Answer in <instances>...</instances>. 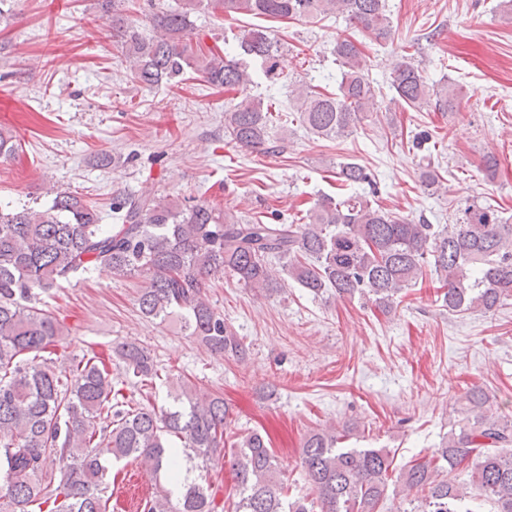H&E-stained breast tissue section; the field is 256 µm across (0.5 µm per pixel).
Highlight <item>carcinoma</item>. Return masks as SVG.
Segmentation results:
<instances>
[{
    "label": "carcinoma",
    "instance_id": "obj_1",
    "mask_svg": "<svg viewBox=\"0 0 512 512\" xmlns=\"http://www.w3.org/2000/svg\"><path fill=\"white\" fill-rule=\"evenodd\" d=\"M200 4L183 0L176 9L156 11L154 34L146 35L128 22L125 0L98 2L112 12L130 77L142 85L191 69L212 86L240 89L255 83L251 61L263 76H275L278 43L262 26L241 30L228 50L191 41L190 16ZM206 7L271 19L341 15L379 41L391 36L387 0H207ZM334 52L338 93L291 83V94L302 101L300 122L326 139L353 133L374 96L354 41L338 36ZM390 86L410 108L432 102L454 112L459 106L461 88L428 84L407 55L394 67ZM274 120L262 98L245 96L224 113V130L238 147L265 153ZM17 149L15 136L0 130V159L15 157ZM336 177L349 186L369 181L356 163L340 164ZM112 214L119 221L113 228L100 223L96 205L69 191L55 192L40 210L0 204V512H108L106 463L139 458L180 484L177 498L159 489L143 512H218L203 472L226 447L223 396L201 397L184 382L171 406L157 410L125 397L102 362L55 365L50 347L62 328L33 298L99 268L143 278L136 296L142 315L163 322L179 314L211 354L237 361L249 347L207 298V278L219 271L246 288L272 292L277 263L314 297L357 296L383 312L429 273L440 283L441 307L451 312L490 313L512 298V220L476 202L454 224L393 215L361 194L325 195L289 224L242 220L207 200L187 205L149 193L116 195ZM117 356L134 385L159 377L145 347L127 343ZM458 402L463 417L442 447L400 469L393 512H512V420L491 411L479 387ZM342 438L333 425L308 433L301 466L314 497L290 499L268 441L258 431L247 434L230 460L237 495L231 512H378L389 498L390 453L342 448ZM193 469L199 474L191 478Z\"/></svg>",
    "mask_w": 512,
    "mask_h": 512
}]
</instances>
